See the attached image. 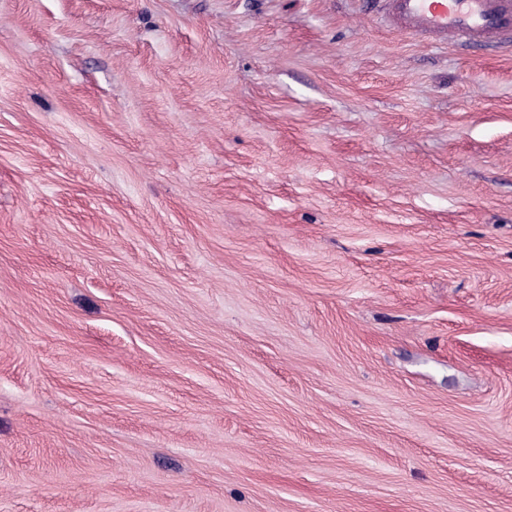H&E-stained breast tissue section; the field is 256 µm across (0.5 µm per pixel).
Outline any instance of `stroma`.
<instances>
[{"mask_svg":"<svg viewBox=\"0 0 512 512\" xmlns=\"http://www.w3.org/2000/svg\"><path fill=\"white\" fill-rule=\"evenodd\" d=\"M0 512H512V52L0 0Z\"/></svg>","mask_w":512,"mask_h":512,"instance_id":"obj_1","label":"stroma"}]
</instances>
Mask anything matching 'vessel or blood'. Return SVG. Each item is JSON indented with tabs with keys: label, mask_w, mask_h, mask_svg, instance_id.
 Returning <instances> with one entry per match:
<instances>
[{
	"label": "vessel or blood",
	"mask_w": 512,
	"mask_h": 512,
	"mask_svg": "<svg viewBox=\"0 0 512 512\" xmlns=\"http://www.w3.org/2000/svg\"><path fill=\"white\" fill-rule=\"evenodd\" d=\"M381 21L411 37L459 46L512 44V0H371Z\"/></svg>",
	"instance_id": "vessel-or-blood-1"
}]
</instances>
